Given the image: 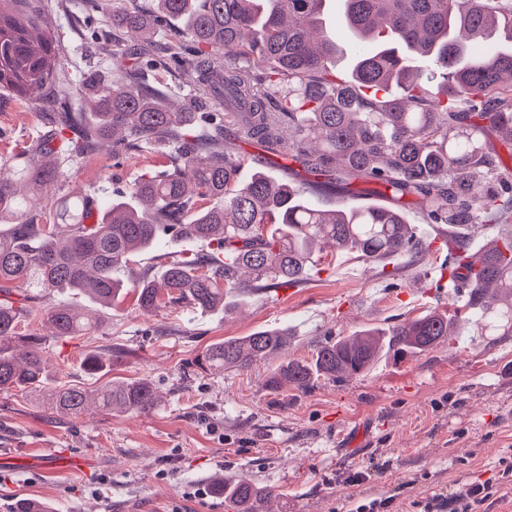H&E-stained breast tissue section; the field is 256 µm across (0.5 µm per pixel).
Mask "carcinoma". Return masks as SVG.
<instances>
[{"label":"carcinoma","mask_w":512,"mask_h":512,"mask_svg":"<svg viewBox=\"0 0 512 512\" xmlns=\"http://www.w3.org/2000/svg\"><path fill=\"white\" fill-rule=\"evenodd\" d=\"M326 0H157L112 8V32L137 41V57L113 60L92 100L65 76V47L49 17L30 0H0V91L38 95L54 109L57 131L8 171L0 170V293L50 298L68 290L94 301L114 300L123 288L114 274L172 235L186 245L206 241L205 255L171 261L156 283L147 274L130 288L145 311L185 303L232 310L234 296L303 281L317 251L331 245L369 260L425 252L407 223L413 207L456 242L453 269L471 289L476 335L512 332V305L493 309L486 291L512 296V182L489 141L512 146V0H344V20L370 43L350 77L330 73L342 48L324 30ZM181 22L177 30L167 19ZM418 55L431 69L407 65ZM181 67L183 85L213 92L178 108L172 95L144 81L142 71ZM73 133L69 155L112 141V157L164 141L166 164L140 177L97 210L87 196L61 197L44 224L34 221L45 193L59 192L63 171L51 143ZM257 142L269 158L286 157L288 179L255 168L230 147ZM383 193L388 206L327 210L305 195ZM209 201L204 206L201 201ZM506 226L468 261L477 226ZM31 311L0 303V390L35 391L47 381L42 338L16 336ZM43 319L54 336L91 328L70 308L49 303ZM288 330H259L226 339L202 353V369H245L277 353ZM451 335L448 313L431 310L386 332L367 330L326 343L311 361L276 367L267 386L309 387L312 375L359 376L383 349L395 357L433 350ZM53 409L82 414L91 397L79 386L57 388ZM100 409L147 413L157 406L144 380L108 384ZM239 512H265L271 490L246 477L218 481Z\"/></svg>","instance_id":"1"}]
</instances>
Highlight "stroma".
I'll return each instance as SVG.
<instances>
[{
    "instance_id": "obj_1",
    "label": "stroma",
    "mask_w": 512,
    "mask_h": 512,
    "mask_svg": "<svg viewBox=\"0 0 512 512\" xmlns=\"http://www.w3.org/2000/svg\"><path fill=\"white\" fill-rule=\"evenodd\" d=\"M113 0H64L54 28L78 59L97 52ZM46 105L0 92V163L16 162L50 130ZM166 160L156 147L113 161L104 144L61 168L65 190L108 198ZM179 246L163 238L118 277H161ZM434 254L401 266L323 252L307 280L288 294H249L242 309L168 306L150 312L132 295L112 307L66 292L60 299L92 318V330L53 338L35 314L24 336L45 337V389L0 390V512L17 499L49 502L52 512H235L215 495L216 478H250L274 488L269 512H349L354 501L382 499L385 512H434L464 484L489 482L477 512H512V333H474V315L455 320L447 346L397 359L382 357L361 376L318 377L305 389L270 390L272 368L310 360L328 342L396 325L451 304L460 288H440ZM287 328L281 351L246 370L202 371L199 354L227 338ZM111 351L96 373L88 354ZM147 380L159 403L147 414L78 416L52 409L64 384L96 393L106 383ZM83 459L54 476L46 449ZM363 472L361 482L348 477Z\"/></svg>"
}]
</instances>
